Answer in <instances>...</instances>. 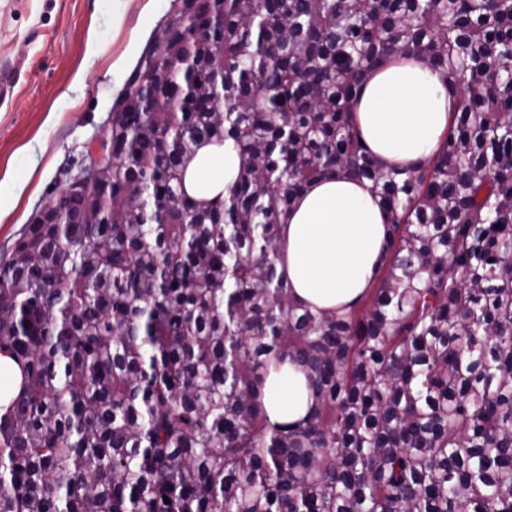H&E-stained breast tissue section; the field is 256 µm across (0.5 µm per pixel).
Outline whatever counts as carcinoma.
<instances>
[{"mask_svg": "<svg viewBox=\"0 0 512 512\" xmlns=\"http://www.w3.org/2000/svg\"><path fill=\"white\" fill-rule=\"evenodd\" d=\"M223 10L220 34L187 36ZM112 106L111 160L0 261V512H512V0H181ZM421 55L448 129L383 165L367 74ZM205 142L239 157L188 195ZM369 183L377 285L294 302L279 226L309 183ZM144 198L136 203L131 190ZM310 406L270 421L288 364ZM170 503H165V500ZM238 157L229 144L204 143L195 160L185 169L187 192L198 200L224 196V189L234 180ZM22 381L18 364L8 356L0 355V408L6 406L18 393Z\"/></svg>", "mask_w": 512, "mask_h": 512, "instance_id": "1", "label": "carcinoma"}]
</instances>
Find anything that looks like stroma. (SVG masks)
I'll return each mask as SVG.
<instances>
[{
  "label": "stroma",
  "mask_w": 512,
  "mask_h": 512,
  "mask_svg": "<svg viewBox=\"0 0 512 512\" xmlns=\"http://www.w3.org/2000/svg\"><path fill=\"white\" fill-rule=\"evenodd\" d=\"M172 0H0V258L52 201Z\"/></svg>",
  "instance_id": "stroma-1"
}]
</instances>
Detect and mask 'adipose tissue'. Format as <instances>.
<instances>
[{"mask_svg":"<svg viewBox=\"0 0 512 512\" xmlns=\"http://www.w3.org/2000/svg\"><path fill=\"white\" fill-rule=\"evenodd\" d=\"M451 95L420 56L392 61L365 83L355 114L370 150L385 163L426 159L448 127ZM238 157L230 145H201L185 169L187 192L199 200L223 194ZM283 274L297 302L320 310L355 303L372 285L387 228L367 182L338 175L311 184L280 228ZM264 403L271 419L295 421L307 409L306 379L297 370L271 381Z\"/></svg>","mask_w":512,"mask_h":512,"instance_id":"adipose-tissue-1","label":"adipose tissue"}]
</instances>
